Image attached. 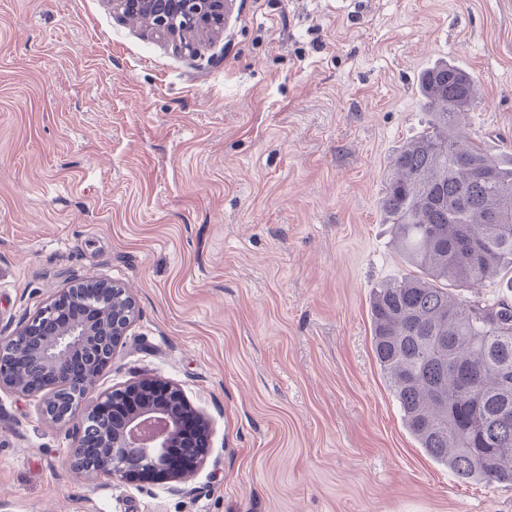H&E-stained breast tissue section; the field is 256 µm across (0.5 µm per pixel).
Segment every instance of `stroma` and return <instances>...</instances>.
<instances>
[{"label": "stroma", "mask_w": 512, "mask_h": 512, "mask_svg": "<svg viewBox=\"0 0 512 512\" xmlns=\"http://www.w3.org/2000/svg\"><path fill=\"white\" fill-rule=\"evenodd\" d=\"M444 60L512 160V0H235L195 54L109 0H0V336L111 278L138 316L96 389L169 380L210 432L180 481L94 479L2 390L0 512H512L419 448L372 349L407 271L381 197Z\"/></svg>", "instance_id": "1"}]
</instances>
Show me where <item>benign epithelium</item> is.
<instances>
[{
  "label": "benign epithelium",
  "instance_id": "7a95c632",
  "mask_svg": "<svg viewBox=\"0 0 512 512\" xmlns=\"http://www.w3.org/2000/svg\"><path fill=\"white\" fill-rule=\"evenodd\" d=\"M225 0H112L129 19L144 17L157 35L184 50L195 43L190 29L210 37L224 27ZM136 317L128 289L103 278L74 281L28 321L0 336V390L40 395L38 411L53 423H74V467L121 481L154 482L181 473L174 448L189 433L195 449L187 464H197L209 447L205 418L174 383L150 376L99 394L87 407L96 373L112 363L116 346ZM98 431L100 455L89 463L82 448Z\"/></svg>",
  "mask_w": 512,
  "mask_h": 512
}]
</instances>
